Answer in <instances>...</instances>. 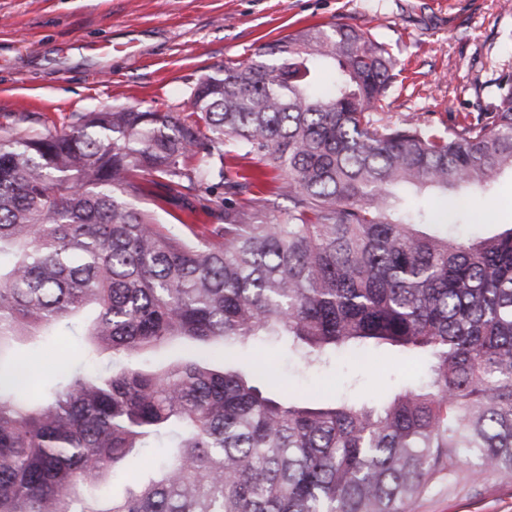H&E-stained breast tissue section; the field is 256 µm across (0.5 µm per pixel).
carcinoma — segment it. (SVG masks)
<instances>
[{
	"mask_svg": "<svg viewBox=\"0 0 512 512\" xmlns=\"http://www.w3.org/2000/svg\"><path fill=\"white\" fill-rule=\"evenodd\" d=\"M397 76L368 34L309 26L205 76L187 113L0 123V512H407L442 472L512 479V227L454 236L391 192L488 200L512 171V69L442 130L377 116ZM226 146L282 173L286 216L238 205L253 182ZM152 185L216 223H158L133 205L159 203ZM78 331L125 366L62 368L31 399L12 342ZM266 336L307 365L387 351L424 379L378 408L278 397L261 362L228 365Z\"/></svg>",
	"mask_w": 512,
	"mask_h": 512,
	"instance_id": "obj_1",
	"label": "carcinoma"
}]
</instances>
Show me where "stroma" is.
Returning <instances> with one entry per match:
<instances>
[{
	"instance_id": "obj_1",
	"label": "stroma",
	"mask_w": 512,
	"mask_h": 512,
	"mask_svg": "<svg viewBox=\"0 0 512 512\" xmlns=\"http://www.w3.org/2000/svg\"><path fill=\"white\" fill-rule=\"evenodd\" d=\"M337 23L370 33L401 68L380 112L393 123L419 116L444 128L477 113L494 96L502 64L512 63V0H0V115L181 110L189 88L224 62ZM489 195V204L463 214L458 233L484 237L512 224V175L502 174ZM82 342L71 337L59 352L19 342L14 351L36 365L80 367L88 361ZM235 355L262 356L289 394L326 402H383L399 374L415 371L382 351L312 367L273 343ZM411 512H512V480L484 474L453 489L443 481Z\"/></svg>"
}]
</instances>
